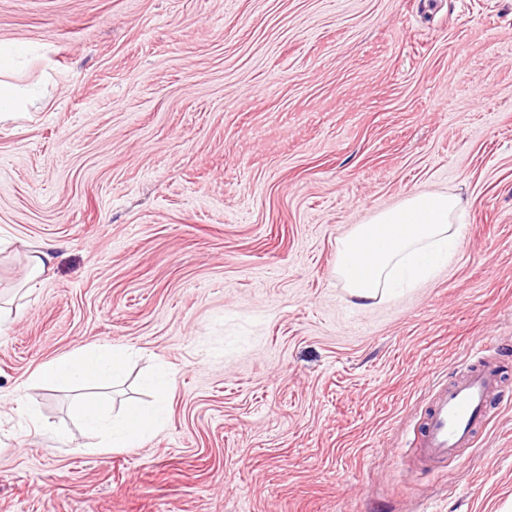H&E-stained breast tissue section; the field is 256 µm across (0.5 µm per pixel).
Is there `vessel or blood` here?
<instances>
[{
  "label": "vessel or blood",
  "mask_w": 512,
  "mask_h": 512,
  "mask_svg": "<svg viewBox=\"0 0 512 512\" xmlns=\"http://www.w3.org/2000/svg\"><path fill=\"white\" fill-rule=\"evenodd\" d=\"M474 353L479 360L477 366L431 395L423 423L412 441L424 465L447 464L471 447L500 392V367L487 346H476Z\"/></svg>",
  "instance_id": "1"
}]
</instances>
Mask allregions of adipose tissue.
<instances>
[{"mask_svg":"<svg viewBox=\"0 0 512 512\" xmlns=\"http://www.w3.org/2000/svg\"><path fill=\"white\" fill-rule=\"evenodd\" d=\"M18 52L0 41V113L26 111L37 96L21 89L10 75ZM459 199L448 193L417 192L398 205L374 213L355 225L337 247L336 274L350 294L375 298L391 281L416 284L430 278L440 263L449 261L462 233ZM127 349L108 343L58 355L34 373L36 381L60 387L96 385L103 379H119ZM146 383L157 396L149 411L130 405L119 416L107 414L90 397L77 399L72 414L88 431L101 437L107 448H136L145 436L164 425V409L171 378L164 373L149 376Z\"/></svg>","mask_w":512,"mask_h":512,"instance_id":"adipose-tissue-1","label":"adipose tissue"}]
</instances>
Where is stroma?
Instances as JSON below:
<instances>
[{"mask_svg":"<svg viewBox=\"0 0 512 512\" xmlns=\"http://www.w3.org/2000/svg\"><path fill=\"white\" fill-rule=\"evenodd\" d=\"M0 512H512V0H0ZM417 191L457 196L451 264L350 296L336 247ZM52 257L18 292L26 256ZM128 348L98 448L55 356ZM492 343L493 418L439 469L409 445ZM18 48L6 41H0V115L23 112L32 105L37 96L32 90L21 89L9 80ZM157 396V404L151 411L129 405L117 417H111L90 397L75 400L72 414L88 431L101 437L104 446L99 448H137L147 434H152L164 425V409L171 378L164 373L149 376L145 380Z\"/></svg>","mask_w":512,"mask_h":512,"instance_id":"1","label":"stroma"}]
</instances>
